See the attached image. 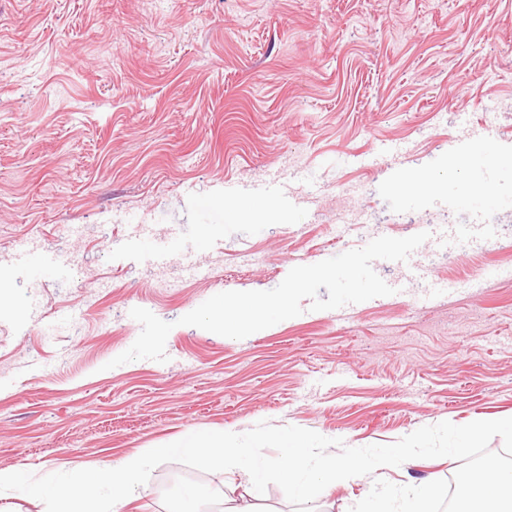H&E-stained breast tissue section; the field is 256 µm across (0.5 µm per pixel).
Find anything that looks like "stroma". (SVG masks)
Returning a JSON list of instances; mask_svg holds the SVG:
<instances>
[{
  "mask_svg": "<svg viewBox=\"0 0 512 512\" xmlns=\"http://www.w3.org/2000/svg\"><path fill=\"white\" fill-rule=\"evenodd\" d=\"M512 150V0H0V265L64 247L67 280L15 279L0 313V469H93L190 432L298 426L346 446L512 417V169L483 245L425 241L374 263L396 293L304 310L237 340L181 324L225 291L270 290L343 244L466 224L447 193L470 130ZM223 204L301 212L244 222ZM181 231L163 266L112 250ZM170 322L168 362L107 363ZM448 457L327 486L349 512L375 479L447 478Z\"/></svg>",
  "mask_w": 512,
  "mask_h": 512,
  "instance_id": "stroma-1",
  "label": "stroma"
}]
</instances>
